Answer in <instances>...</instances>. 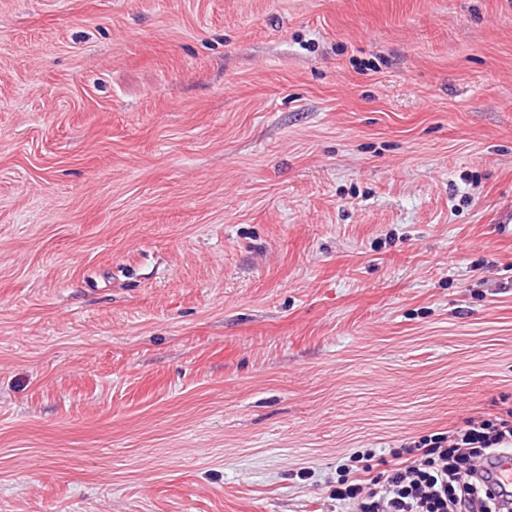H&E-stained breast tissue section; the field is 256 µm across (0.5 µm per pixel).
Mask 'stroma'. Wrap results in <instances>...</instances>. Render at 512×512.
<instances>
[{"mask_svg": "<svg viewBox=\"0 0 512 512\" xmlns=\"http://www.w3.org/2000/svg\"><path fill=\"white\" fill-rule=\"evenodd\" d=\"M512 401V0H0V512H343Z\"/></svg>", "mask_w": 512, "mask_h": 512, "instance_id": "1", "label": "stroma"}]
</instances>
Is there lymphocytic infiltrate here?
<instances>
[{
	"label": "lymphocytic infiltrate",
	"mask_w": 512,
	"mask_h": 512,
	"mask_svg": "<svg viewBox=\"0 0 512 512\" xmlns=\"http://www.w3.org/2000/svg\"><path fill=\"white\" fill-rule=\"evenodd\" d=\"M512 450V409L420 437L364 480L344 469L332 496L352 512H512V481L490 491L483 470L491 454Z\"/></svg>",
	"instance_id": "obj_1"
}]
</instances>
